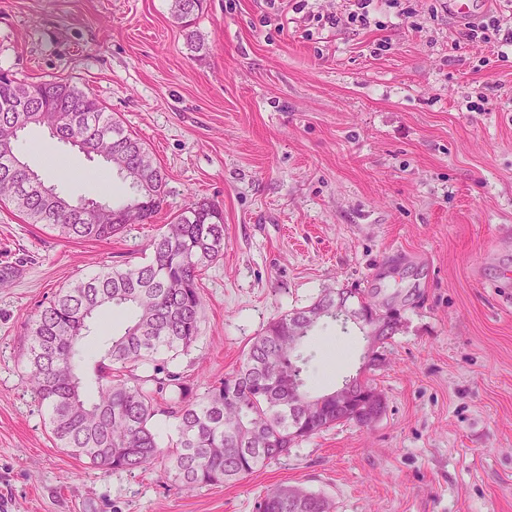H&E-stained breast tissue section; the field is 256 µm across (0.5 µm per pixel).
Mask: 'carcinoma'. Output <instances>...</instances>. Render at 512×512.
I'll return each instance as SVG.
<instances>
[{"label":"carcinoma","mask_w":512,"mask_h":512,"mask_svg":"<svg viewBox=\"0 0 512 512\" xmlns=\"http://www.w3.org/2000/svg\"><path fill=\"white\" fill-rule=\"evenodd\" d=\"M203 6L204 0L169 3L171 18L195 53L206 49L195 30ZM14 126L79 136L88 158H102L129 181L126 195L105 204L91 200L79 210L54 186L32 185L42 178L23 160L22 139L1 136ZM167 181L147 145L73 82L24 83L0 72V203L13 206L26 223L66 239L110 240L162 208ZM224 247L223 211L211 201H196L165 225L146 262L77 279L39 306L27 327L25 383L47 410L55 447L107 472H133L159 460L163 473L190 491L239 480L345 421L329 403L308 419L288 410L290 376L305 398H321L305 389L313 358L305 349L319 323H346L334 312L299 333L293 325L308 307L283 314L249 342L240 367L202 397L158 359L166 354L173 361L200 339L201 275L224 257ZM338 295L360 308L376 306L372 293L347 289H326L311 306L332 305ZM108 308L129 312V319L123 333L103 341L90 384L80 363L96 317ZM147 367L152 373L135 374ZM164 414L178 422L176 439L165 448L152 429L154 418ZM254 512H334V506L320 493L285 485L260 497Z\"/></svg>","instance_id":"1"}]
</instances>
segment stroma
Wrapping results in <instances>:
<instances>
[{
    "label": "stroma",
    "mask_w": 512,
    "mask_h": 512,
    "mask_svg": "<svg viewBox=\"0 0 512 512\" xmlns=\"http://www.w3.org/2000/svg\"><path fill=\"white\" fill-rule=\"evenodd\" d=\"M382 0H206L190 52L169 0H0V72L67 78L137 134L169 175L162 210L108 241L71 240L0 206V512H253L280 485L335 512H512V43H471L449 11ZM336 24H329V17ZM25 159L73 199L122 194L41 127ZM206 199L224 257L201 280V337L176 368L197 395L245 346L322 290L377 289L403 324L365 368L358 328L318 327L308 387L364 374L385 397L233 483L192 491L159 464L105 472L55 448L23 379L26 326L68 283L142 262Z\"/></svg>",
    "instance_id": "stroma-1"
}]
</instances>
